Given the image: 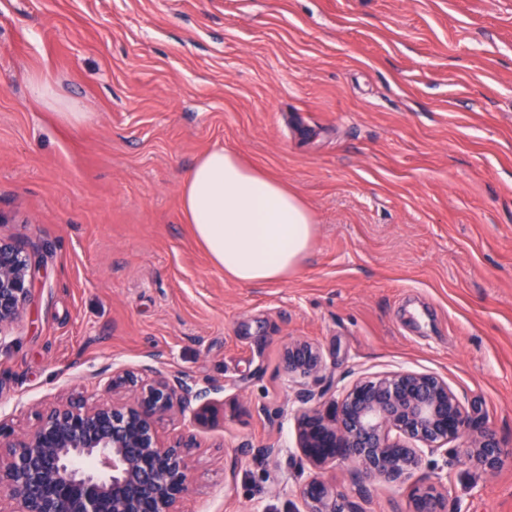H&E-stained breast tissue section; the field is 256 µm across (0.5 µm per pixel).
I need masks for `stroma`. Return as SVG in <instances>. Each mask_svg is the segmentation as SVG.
Here are the masks:
<instances>
[{
    "instance_id": "obj_1",
    "label": "stroma",
    "mask_w": 512,
    "mask_h": 512,
    "mask_svg": "<svg viewBox=\"0 0 512 512\" xmlns=\"http://www.w3.org/2000/svg\"><path fill=\"white\" fill-rule=\"evenodd\" d=\"M216 147L309 209L288 281L226 277L185 223L181 185ZM0 238L41 266L0 338L15 435L56 401L110 402L100 372L159 351L222 388L214 428L159 427L196 435L182 512H293L282 356L304 339L328 400L400 369L446 381L506 450L492 470L466 435L432 455L450 512H512V0H0ZM354 472L323 476L410 512V483L361 495Z\"/></svg>"
}]
</instances>
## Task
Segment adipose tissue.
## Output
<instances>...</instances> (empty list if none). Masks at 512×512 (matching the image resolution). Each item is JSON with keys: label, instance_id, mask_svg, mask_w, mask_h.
Instances as JSON below:
<instances>
[{"label": "adipose tissue", "instance_id": "ef3b65f1", "mask_svg": "<svg viewBox=\"0 0 512 512\" xmlns=\"http://www.w3.org/2000/svg\"><path fill=\"white\" fill-rule=\"evenodd\" d=\"M181 196L211 262L236 281H286L314 245L316 226L298 194L224 148L198 159Z\"/></svg>", "mask_w": 512, "mask_h": 512}]
</instances>
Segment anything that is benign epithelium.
<instances>
[{
    "label": "benign epithelium",
    "mask_w": 512,
    "mask_h": 512,
    "mask_svg": "<svg viewBox=\"0 0 512 512\" xmlns=\"http://www.w3.org/2000/svg\"><path fill=\"white\" fill-rule=\"evenodd\" d=\"M35 269L31 257L0 238V335L17 322L29 301ZM283 365L305 404L316 393L306 380L324 369L317 346L293 340ZM108 388L126 397L87 406L70 401L50 407L19 438L0 424V495L8 512H180L189 482L192 441L165 445L159 424L175 415L198 429L214 427L224 404L219 388H198L152 365H112ZM297 449L311 474L297 486L302 512H358L320 471L336 461L354 465L360 486L415 478L412 512H448L447 486L425 472L426 455L474 431L470 464L494 469L503 455L496 433L479 426L443 379L397 371L361 379L341 400L295 416Z\"/></svg>",
    "instance_id": "7a95c632"
}]
</instances>
